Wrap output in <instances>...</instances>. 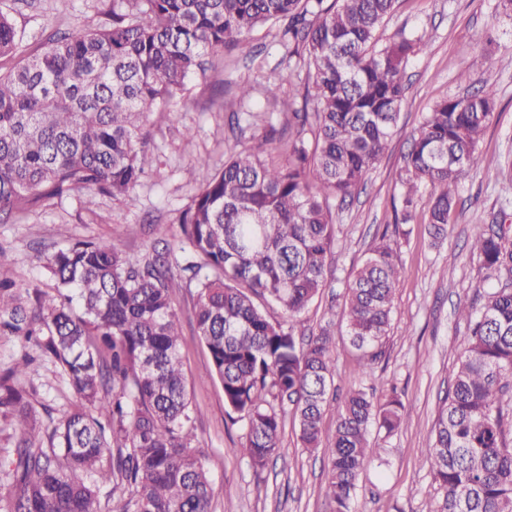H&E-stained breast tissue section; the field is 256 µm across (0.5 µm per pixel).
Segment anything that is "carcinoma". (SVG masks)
Wrapping results in <instances>:
<instances>
[{
  "label": "carcinoma",
  "mask_w": 512,
  "mask_h": 512,
  "mask_svg": "<svg viewBox=\"0 0 512 512\" xmlns=\"http://www.w3.org/2000/svg\"><path fill=\"white\" fill-rule=\"evenodd\" d=\"M396 0H113L110 22L47 38L43 51L0 69V222L72 191L128 199L155 157L144 118L168 112L192 75L226 48L248 57L249 34L288 21V57L306 65L288 82V150L270 164L258 147L225 158L179 217L186 252L174 272L168 250L133 257L114 242L79 240L38 256L51 285L17 293L0 281V336L50 358L75 404L51 427L37 420L19 378L28 357L0 373V431L20 435L0 459L9 481L4 512H210L211 480L193 445L194 415L180 353L174 300L195 283L197 334L208 375L244 422L251 467L276 455L293 414L301 447L327 460L332 512H351L373 454L371 429L405 423L396 388L375 364L405 268L390 242L372 245L345 291L346 338L361 382L322 422L333 390L328 331L296 334L326 287L337 244L331 201L353 195L382 158L406 94L404 72L426 34L379 47ZM21 34L0 9V60L19 54ZM252 86L231 105L253 116ZM487 85L433 103L412 135L399 181L403 222L429 185L424 223L432 243L454 223L461 176L499 172L478 149L495 112ZM490 287L482 304L461 303L468 324L434 438L423 456L442 489L435 512H512V226L493 217L471 241ZM277 307L288 323L272 319Z\"/></svg>",
  "instance_id": "obj_1"
}]
</instances>
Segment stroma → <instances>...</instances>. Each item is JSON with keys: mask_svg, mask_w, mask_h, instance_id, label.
<instances>
[{"mask_svg": "<svg viewBox=\"0 0 512 512\" xmlns=\"http://www.w3.org/2000/svg\"><path fill=\"white\" fill-rule=\"evenodd\" d=\"M12 5L22 50L42 51L49 34L74 27L107 24L112 0H20ZM497 0H397L378 32L387 41L396 32L423 31L427 47L407 66V92L392 140L365 183L345 203L335 204L339 246L331 256L333 278L308 306L305 334L329 327L336 343L335 383L347 390L357 381L355 354L341 318L348 283L366 257L375 236L393 227L401 212L398 173L413 131L430 105L463 95L468 83L497 91L495 117L485 129L479 150L500 162L495 175L468 171L458 186L456 222L439 244H431L423 224L430 195L420 188L407 224L397 235L406 276L397 288L391 326L376 372L396 386L407 410L406 424L380 440L381 461L367 465L360 476L352 512H434L440 499L437 484L422 463L427 440L445 405L450 372L462 349L466 325L455 314L458 304L473 301L485 283L478 257L470 250L475 232L492 214L505 212L512 222V21L495 15ZM281 25H268L251 35L252 57L234 52L217 55L206 75L187 79L185 89L167 112L145 120L148 147L156 157L151 171L129 199L115 200L93 191H75L46 200L16 222L0 223V280L44 283L48 275L37 256L78 239L114 240L128 254L142 256L154 248L173 249L183 260L178 219L192 197L222 168L235 147L266 144L272 158L288 146V102L269 101L268 81L288 68V49ZM253 87V124L238 129L231 110H218L216 93L232 101L238 85ZM166 225L158 236L154 225ZM195 288L176 298L181 355L188 389L196 409V446L212 481L210 512H331L325 495L326 462L302 448L293 420H286L280 448L262 474H255L245 445L243 423L226 414L224 391L207 371L209 356L195 331ZM21 384L33 393L43 424L61 420L72 394L55 365L37 357L27 366Z\"/></svg>", "mask_w": 512, "mask_h": 512, "instance_id": "1", "label": "stroma"}]
</instances>
